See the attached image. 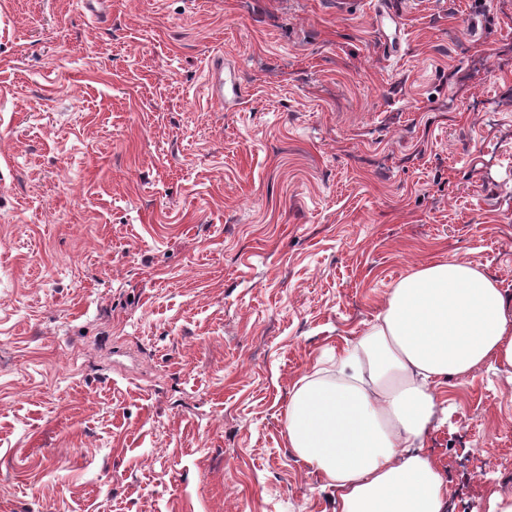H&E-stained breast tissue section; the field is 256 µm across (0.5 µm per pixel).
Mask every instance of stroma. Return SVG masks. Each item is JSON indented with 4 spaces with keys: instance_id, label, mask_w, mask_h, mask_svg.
<instances>
[{
    "instance_id": "1",
    "label": "stroma",
    "mask_w": 512,
    "mask_h": 512,
    "mask_svg": "<svg viewBox=\"0 0 512 512\" xmlns=\"http://www.w3.org/2000/svg\"><path fill=\"white\" fill-rule=\"evenodd\" d=\"M510 87L512 0H0V512H334L293 386L431 258L512 304ZM447 407L489 512L512 368Z\"/></svg>"
}]
</instances>
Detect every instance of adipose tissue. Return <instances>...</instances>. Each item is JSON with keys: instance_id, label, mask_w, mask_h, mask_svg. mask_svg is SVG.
Masks as SVG:
<instances>
[{"instance_id": "adipose-tissue-1", "label": "adipose tissue", "mask_w": 512, "mask_h": 512, "mask_svg": "<svg viewBox=\"0 0 512 512\" xmlns=\"http://www.w3.org/2000/svg\"><path fill=\"white\" fill-rule=\"evenodd\" d=\"M512 367V308L481 265L440 257L388 293L335 375L288 402L289 448L336 490V512H443L448 485L421 448L450 379Z\"/></svg>"}]
</instances>
